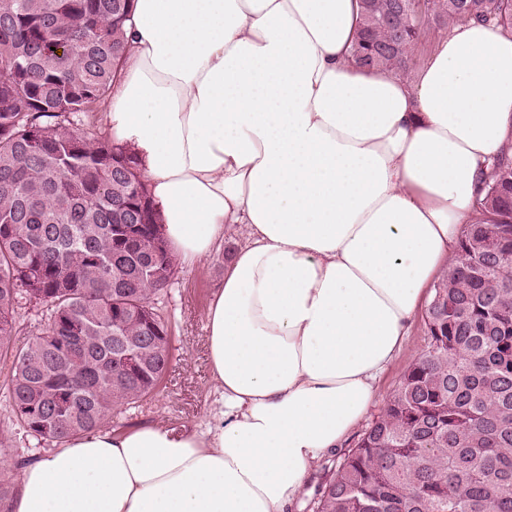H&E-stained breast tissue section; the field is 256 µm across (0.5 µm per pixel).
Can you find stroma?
Returning <instances> with one entry per match:
<instances>
[{"label":"stroma","mask_w":512,"mask_h":512,"mask_svg":"<svg viewBox=\"0 0 512 512\" xmlns=\"http://www.w3.org/2000/svg\"><path fill=\"white\" fill-rule=\"evenodd\" d=\"M229 250V244H222L220 250L199 267L177 265L169 286L154 297L158 313L171 328V361L152 395L113 411V429L126 431L160 423L176 430H200L208 423L214 387L204 342L205 315L215 289L224 278V259ZM426 342L424 320L416 318L402 355L380 381L379 401H386L405 368ZM8 378L7 368L0 364V438L6 443L5 448L0 449V478L15 486L20 478L18 461L51 448L52 443L34 440L16 424L3 396Z\"/></svg>","instance_id":"1"}]
</instances>
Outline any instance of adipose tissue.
Segmentation results:
<instances>
[{
    "label": "adipose tissue",
    "mask_w": 512,
    "mask_h": 512,
    "mask_svg": "<svg viewBox=\"0 0 512 512\" xmlns=\"http://www.w3.org/2000/svg\"><path fill=\"white\" fill-rule=\"evenodd\" d=\"M359 0H135L104 108L173 254L234 225L206 311V430L78 435L11 512H291L367 415L512 143V31L451 25L406 80L358 67Z\"/></svg>",
    "instance_id": "obj_1"
}]
</instances>
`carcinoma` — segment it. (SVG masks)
I'll use <instances>...</instances> for the list:
<instances>
[{"instance_id": "cac0c4a2", "label": "carcinoma", "mask_w": 512, "mask_h": 512, "mask_svg": "<svg viewBox=\"0 0 512 512\" xmlns=\"http://www.w3.org/2000/svg\"><path fill=\"white\" fill-rule=\"evenodd\" d=\"M362 0L354 57L402 72L426 22L512 30V0ZM133 0H0V360L6 401L34 439L112 426L171 358L153 297L176 258L136 158L78 128L108 99ZM481 216L433 287L426 347L355 447L327 470L315 512H512V158L483 179ZM488 239H503L496 253ZM46 308L16 347L15 311ZM139 359L131 373L122 356Z\"/></svg>"}]
</instances>
